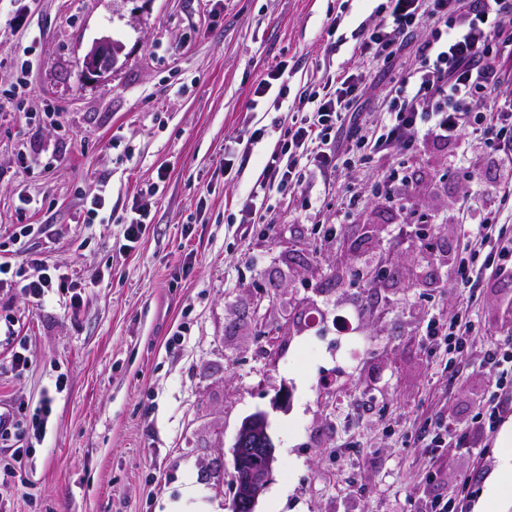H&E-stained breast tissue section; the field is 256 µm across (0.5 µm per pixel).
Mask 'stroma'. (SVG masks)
I'll use <instances>...</instances> for the list:
<instances>
[{
  "mask_svg": "<svg viewBox=\"0 0 512 512\" xmlns=\"http://www.w3.org/2000/svg\"><path fill=\"white\" fill-rule=\"evenodd\" d=\"M384 4L0 0V99L28 85L24 111L0 112V256L34 224L25 245L92 283L76 310L68 288L39 309L0 292L15 329L0 365L21 349L30 359L0 373V404L28 416L53 399L43 440L23 441L18 460L0 447V512H229L231 449L259 411L276 461L255 512H425L459 493L478 512L493 484L512 483L497 437L440 454L420 440L438 423L473 432L493 385L479 354L512 343V277L470 301L456 286L459 204L512 225V165L475 139L367 152L345 175L303 168L306 190H273L262 223L239 227L285 116L339 67H365L363 109L379 119L426 36L398 58L361 51ZM19 11L24 32L8 26ZM105 36L122 47L116 64L85 77ZM276 66L277 109L255 95ZM24 149L47 164L22 168ZM101 189L112 221L92 224L85 199ZM22 193L39 209L20 211ZM144 202L125 251L122 220ZM404 222L419 230L398 247ZM465 306L474 330L452 354L425 327Z\"/></svg>",
  "mask_w": 512,
  "mask_h": 512,
  "instance_id": "1",
  "label": "stroma"
}]
</instances>
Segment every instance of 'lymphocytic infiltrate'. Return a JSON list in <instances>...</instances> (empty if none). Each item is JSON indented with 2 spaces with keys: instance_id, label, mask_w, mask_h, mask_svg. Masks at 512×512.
I'll use <instances>...</instances> for the list:
<instances>
[{
  "instance_id": "obj_1",
  "label": "lymphocytic infiltrate",
  "mask_w": 512,
  "mask_h": 512,
  "mask_svg": "<svg viewBox=\"0 0 512 512\" xmlns=\"http://www.w3.org/2000/svg\"><path fill=\"white\" fill-rule=\"evenodd\" d=\"M385 20L367 30L364 46L372 54H394L417 28L428 36L417 64L390 90L379 123L364 127L356 110L367 85L362 67L341 69L313 92L308 108L292 113L285 142L272 151L263 177L257 181L241 212L243 224L258 223V214L271 190L302 187L299 157L311 154L318 169L352 167L358 149L398 154L425 136L444 144L473 137L496 148L512 164V95L499 97L492 44L499 38L503 18L512 15V0H386ZM491 101L494 110L472 119L477 99ZM462 258L457 284L468 295L512 271V233L498 226L491 213L468 211L464 222ZM64 275L26 255L18 264L0 262V288H14L32 305L44 306L53 288L67 287ZM493 376L495 393L477 414L476 431L496 432L505 412L512 410V345L495 347L482 359Z\"/></svg>"
}]
</instances>
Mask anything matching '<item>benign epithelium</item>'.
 I'll return each instance as SVG.
<instances>
[{
  "label": "benign epithelium",
  "mask_w": 512,
  "mask_h": 512,
  "mask_svg": "<svg viewBox=\"0 0 512 512\" xmlns=\"http://www.w3.org/2000/svg\"><path fill=\"white\" fill-rule=\"evenodd\" d=\"M119 47L109 39L95 42L84 64L96 76L110 71L117 60ZM274 445L268 431L266 414L256 413L242 422L232 448L233 502L231 512H254L273 472Z\"/></svg>",
  "instance_id": "7a95c632"
}]
</instances>
